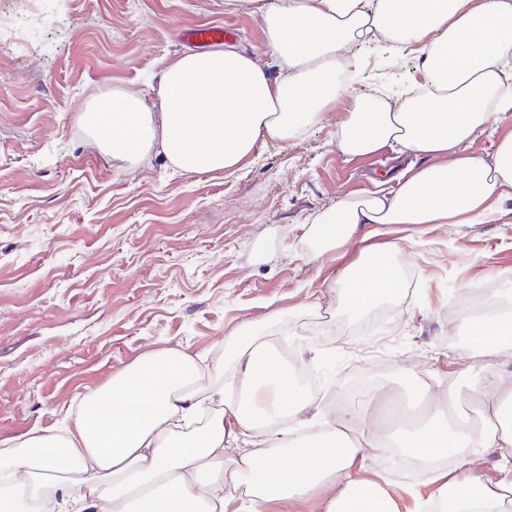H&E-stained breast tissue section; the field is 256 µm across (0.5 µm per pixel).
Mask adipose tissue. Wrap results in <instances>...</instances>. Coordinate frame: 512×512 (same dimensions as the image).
I'll use <instances>...</instances> for the list:
<instances>
[{"instance_id":"1","label":"adipose tissue","mask_w":512,"mask_h":512,"mask_svg":"<svg viewBox=\"0 0 512 512\" xmlns=\"http://www.w3.org/2000/svg\"><path fill=\"white\" fill-rule=\"evenodd\" d=\"M224 9L260 17L263 56L224 46L180 55L162 73L155 110L128 91L97 98L82 120L101 149L132 164L158 154L186 173L234 170L259 138L295 139L318 123L344 91L337 67L357 71V45L380 36L419 45L425 94L374 112L368 96L354 97L337 146L348 156L388 146L432 163L402 171L389 191L320 213V244L344 247L366 224H481L512 201V134L491 153L471 150L491 119L512 116V0H224ZM342 282L335 301L355 313L392 297L399 280L388 248L350 267ZM473 334L466 357L498 368L476 397L488 427L468 430L443 417L458 397L451 387L406 445L431 462L456 461L433 472L426 503L435 512H512V316L488 314ZM203 363L171 350L145 355L86 394L64 435L35 433L20 449L1 448L9 486L0 501L44 487L39 512H225L236 500L242 512H264L293 498L314 501L317 512H397L389 491L364 476L367 441L348 435L368 425V414L344 411L295 441L276 419L305 424L312 398L295 383L292 362L237 330L215 365L224 382L208 399L218 410L201 430ZM490 455L497 474L484 479L476 469Z\"/></svg>"}]
</instances>
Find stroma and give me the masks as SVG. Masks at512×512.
I'll return each instance as SVG.
<instances>
[{
	"mask_svg": "<svg viewBox=\"0 0 512 512\" xmlns=\"http://www.w3.org/2000/svg\"><path fill=\"white\" fill-rule=\"evenodd\" d=\"M0 14L24 35L0 40V448L63 435L85 394L147 353L218 357L237 326L302 352L320 410L359 379L384 399L450 384L467 411L491 367L462 358L472 330L448 321L484 282L512 303V202L484 224L394 225V297L361 314L313 305L368 246L309 261L313 217L389 190L396 163L425 164L337 147L352 95L408 97L418 46L365 45L349 95L301 137L258 141L231 174H187L159 155L135 166L104 155L80 116L115 89L155 106L161 73L192 50L188 27L224 25L227 45L262 54L257 16L224 0H0ZM409 457L399 447L390 465L376 452L367 462L399 512L430 492L408 486Z\"/></svg>",
	"mask_w": 512,
	"mask_h": 512,
	"instance_id": "1",
	"label": "stroma"
}]
</instances>
